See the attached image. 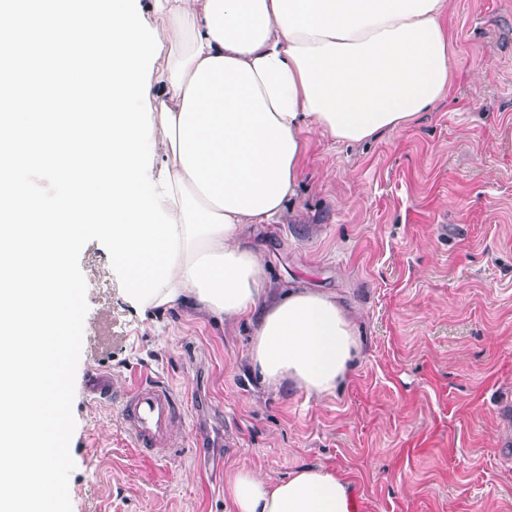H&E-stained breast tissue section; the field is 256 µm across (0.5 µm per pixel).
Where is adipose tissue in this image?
<instances>
[{"mask_svg": "<svg viewBox=\"0 0 512 512\" xmlns=\"http://www.w3.org/2000/svg\"><path fill=\"white\" fill-rule=\"evenodd\" d=\"M447 0H151L164 45L149 92L153 174L169 170L181 250L150 317L190 308L254 322L250 363L267 386L341 390L361 345L325 292L270 298L246 226L279 220L315 128L363 143L449 89ZM354 483L325 468L272 481L232 472V512H355Z\"/></svg>", "mask_w": 512, "mask_h": 512, "instance_id": "1", "label": "adipose tissue"}]
</instances>
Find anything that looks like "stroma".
Segmentation results:
<instances>
[{
  "label": "stroma",
  "instance_id": "obj_1",
  "mask_svg": "<svg viewBox=\"0 0 512 512\" xmlns=\"http://www.w3.org/2000/svg\"><path fill=\"white\" fill-rule=\"evenodd\" d=\"M448 93L360 144L305 132L291 210L249 230L272 290L336 294L362 341L332 395L271 389L253 326L190 310L156 329L107 249H82L72 512H231L230 470L344 472L357 512H512V0H449ZM187 397L178 449L136 448L91 373Z\"/></svg>",
  "mask_w": 512,
  "mask_h": 512
}]
</instances>
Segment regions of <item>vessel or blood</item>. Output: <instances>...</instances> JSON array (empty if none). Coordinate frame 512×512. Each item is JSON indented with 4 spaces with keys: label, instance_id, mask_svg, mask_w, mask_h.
<instances>
[{
    "label": "vessel or blood",
    "instance_id": "b4317fda",
    "mask_svg": "<svg viewBox=\"0 0 512 512\" xmlns=\"http://www.w3.org/2000/svg\"><path fill=\"white\" fill-rule=\"evenodd\" d=\"M90 390L102 399L117 397L125 430L136 447L145 450L172 447V427L184 420L185 408L171 389L144 381L119 393L109 375L99 372L92 375Z\"/></svg>",
    "mask_w": 512,
    "mask_h": 512
}]
</instances>
